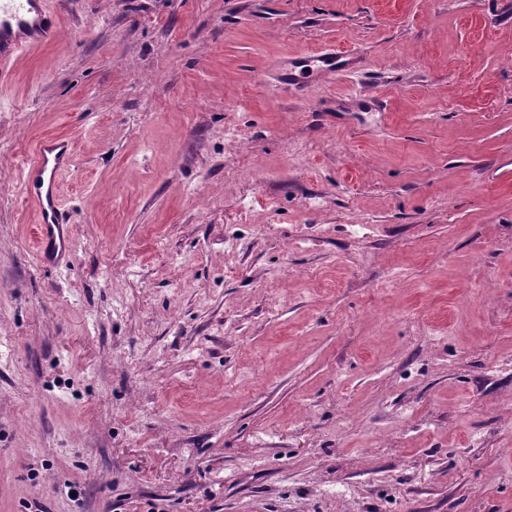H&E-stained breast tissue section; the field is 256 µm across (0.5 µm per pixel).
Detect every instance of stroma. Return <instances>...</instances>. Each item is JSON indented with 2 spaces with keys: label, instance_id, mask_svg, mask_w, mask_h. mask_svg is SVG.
<instances>
[{
  "label": "stroma",
  "instance_id": "35a3bbf8",
  "mask_svg": "<svg viewBox=\"0 0 512 512\" xmlns=\"http://www.w3.org/2000/svg\"><path fill=\"white\" fill-rule=\"evenodd\" d=\"M50 2L0 85V512H512V0ZM354 54L351 51L329 49V52H311L302 58L297 64L300 69L297 73H288L283 84L289 89L300 90L308 86L319 74L347 72L352 69L350 64L345 63ZM71 162L70 142L47 137L36 143L33 154L24 163L21 192L34 211L36 242L43 264L59 262V253L68 248L71 222L62 205L58 180Z\"/></svg>",
  "mask_w": 512,
  "mask_h": 512
}]
</instances>
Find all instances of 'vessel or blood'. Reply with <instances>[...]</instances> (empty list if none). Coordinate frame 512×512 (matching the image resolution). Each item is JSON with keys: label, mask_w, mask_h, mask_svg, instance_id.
I'll return each instance as SVG.
<instances>
[{"label": "vessel or blood", "mask_w": 512, "mask_h": 512, "mask_svg": "<svg viewBox=\"0 0 512 512\" xmlns=\"http://www.w3.org/2000/svg\"><path fill=\"white\" fill-rule=\"evenodd\" d=\"M59 36V20L48 0H0V82L7 81L16 59L25 52L49 44ZM349 52H312L299 62V70L288 73L283 83L300 90L319 74L349 71ZM72 162L67 139L47 137L37 142L24 163L21 192L34 211L37 247L41 263L57 262L66 252L70 219L59 195L58 180Z\"/></svg>", "instance_id": "1"}]
</instances>
